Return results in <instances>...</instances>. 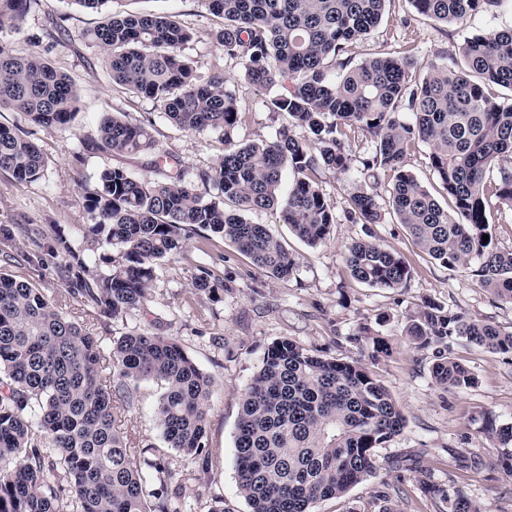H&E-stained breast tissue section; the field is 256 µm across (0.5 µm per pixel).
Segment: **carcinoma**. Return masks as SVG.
I'll list each match as a JSON object with an SVG mask.
<instances>
[{
  "instance_id": "obj_1",
  "label": "carcinoma",
  "mask_w": 512,
  "mask_h": 512,
  "mask_svg": "<svg viewBox=\"0 0 512 512\" xmlns=\"http://www.w3.org/2000/svg\"><path fill=\"white\" fill-rule=\"evenodd\" d=\"M388 0H209L224 18L215 34L224 55L242 66L244 82L273 95L270 112L288 124L275 139L227 144L217 163L190 180L180 163L161 154L152 128L105 117L86 147L116 155H155L162 181L133 177L122 167L101 170L81 188L91 217L87 236L115 248L82 256L61 237L38 248L70 258L69 296L86 300L104 325L143 305L157 267L179 253L190 233L222 236L268 276L287 281L296 261L263 224L245 213L272 210L310 247L330 238L336 213L318 181L322 169L362 177L347 200L355 224L384 219L376 187L386 175L388 205L415 244L434 260L463 268L496 299L512 303V250L492 235L491 211L512 209V29L471 34L459 46L461 64L431 61L417 68L413 50L402 57L353 61L348 48L381 22ZM502 0H409L414 10L457 25ZM39 0H0V34L17 31ZM82 37L96 43L112 83L155 101L166 121L191 133L226 132L239 121L224 75L200 84L183 48L192 32L172 15L112 13ZM74 84L35 52L0 40V112L25 114L36 126L71 128ZM374 139L373 155L353 164L350 134ZM429 145L433 174L451 207L442 205L406 168L409 151ZM497 166L495 178L489 177ZM44 156L14 126L0 123V172L19 183L41 178ZM291 177L283 191L284 176ZM356 280L376 288L405 285L410 271L398 254L375 241L348 247ZM404 335L420 349L451 337L512 360V332L426 302L407 317ZM354 341L368 359L327 358L290 338L274 341L250 378L234 440L237 489L251 512H313L322 500L347 494L377 473V449L405 423L372 369L392 348L368 325ZM432 377L446 391L477 386L475 372L437 349ZM141 380L161 384L155 417L163 448L139 468L128 435L117 425L112 391ZM213 386L173 338L144 329L113 341L105 358L100 337L68 319L29 283L0 276V512H170L164 488L171 448L207 472ZM501 448L496 467L512 477V423L485 422ZM414 481L448 502V512H479L457 486L440 488L415 466Z\"/></svg>"
}]
</instances>
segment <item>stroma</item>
Masks as SVG:
<instances>
[{"label":"stroma","instance_id":"1","mask_svg":"<svg viewBox=\"0 0 512 512\" xmlns=\"http://www.w3.org/2000/svg\"><path fill=\"white\" fill-rule=\"evenodd\" d=\"M111 9L177 15L194 33L185 54L194 63L198 81L223 73L227 88L239 98L245 120L231 129L229 139L275 138L282 119L268 112L266 93L245 85L238 63L218 50L212 35L223 20L212 14L208 0H113ZM61 15L68 18V31L48 41L44 30L52 18ZM99 20V13L70 6L68 0H41L20 31L0 34V40L42 53L70 77L79 97L76 118L66 131L32 126L18 112L0 113V122L28 132L47 159L43 175L34 182L19 183L0 173V225L14 230L13 237L0 236V275L39 289L64 315L100 336L106 351L120 336L160 321L162 332L177 340L212 377L207 446L214 465L203 473L184 456L167 451L172 512H209L219 498L225 512H250L237 491L234 437L242 392L267 348L278 339L290 338L330 358H356L360 350L354 337L365 323L392 344V357L376 371L406 425L379 449L376 475L352 487L344 497L320 501L315 512H379V492L399 487L408 493L399 505L400 512H447L446 504L422 492L411 473L397 467V460L410 456L418 458L430 482H458L481 512H512V479L495 468L497 451L483 432L485 417L512 422V362L466 340H453L448 344L449 355L469 366L479 383L467 391L448 392L431 376L432 352L416 349L402 334L408 314L429 301L512 332V304L494 299L465 270L443 266L422 252L394 215L385 214L380 224L349 222L345 208L355 183L344 176L324 169L319 172V182L336 212L331 236L320 247L307 246L269 211L248 213L251 223L266 225L294 255L296 271L288 281L270 278L232 243L200 229L187 240L183 252L159 266L144 309L111 322L109 328L97 325L93 309L82 298L66 296L65 257L34 251L31 236L50 240L61 235L75 249H87L91 244L85 234L89 215L81 182H94L108 166L123 167L139 179L160 178L150 166L149 155H110L84 147L83 138L94 133L104 113L122 112L128 121L152 122L159 144L192 173L212 166L224 152L225 140L220 135L181 131L162 117L153 101L130 97L113 86L101 64L99 48L80 36ZM510 26L512 0L457 26L416 14L408 0H389L381 23L368 39L352 46L351 54L359 61L374 55L400 56L411 48L419 60L451 65L466 35L491 34ZM368 238L394 249L409 266L411 275L402 288H374L351 276L347 248ZM203 268L223 282V290L209 294L194 288L193 281ZM161 392L156 382L140 383L132 408L121 416L122 431L141 450L135 458L140 466L148 460L145 447L163 445L154 416ZM466 450L480 453L484 467L458 470L455 455ZM185 478L192 479L195 493L181 498L176 490Z\"/></svg>","mask_w":512,"mask_h":512}]
</instances>
